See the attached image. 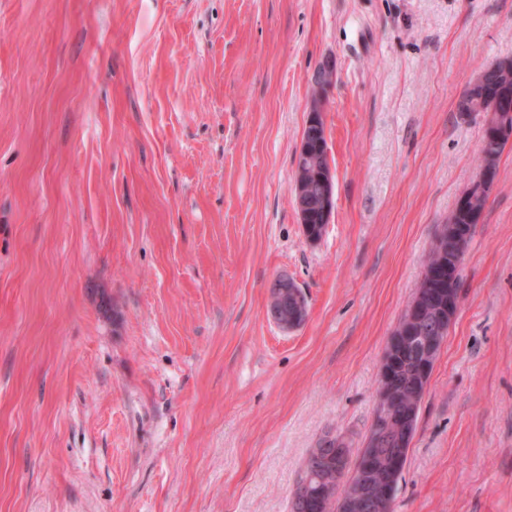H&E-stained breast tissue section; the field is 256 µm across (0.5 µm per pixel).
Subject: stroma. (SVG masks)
<instances>
[{
	"mask_svg": "<svg viewBox=\"0 0 512 512\" xmlns=\"http://www.w3.org/2000/svg\"><path fill=\"white\" fill-rule=\"evenodd\" d=\"M335 208L303 235L313 75ZM512 0H0V512H290L360 447L387 339L478 175L458 99ZM309 299L268 318L270 281ZM395 512H512V143ZM321 65V75L316 77L312 89V104L309 120H311L313 124H316L318 121L323 122L321 100L324 95V90H326L328 94V91L334 85L336 80L335 62L330 58H326L323 60ZM299 285L288 275H278L269 284L272 305L268 315L271 320L285 331L294 330L303 325L309 314V304L306 294L297 288ZM288 296L291 306L288 307ZM284 300L285 303H277Z\"/></svg>",
	"mask_w": 512,
	"mask_h": 512,
	"instance_id": "obj_1",
	"label": "stroma"
}]
</instances>
